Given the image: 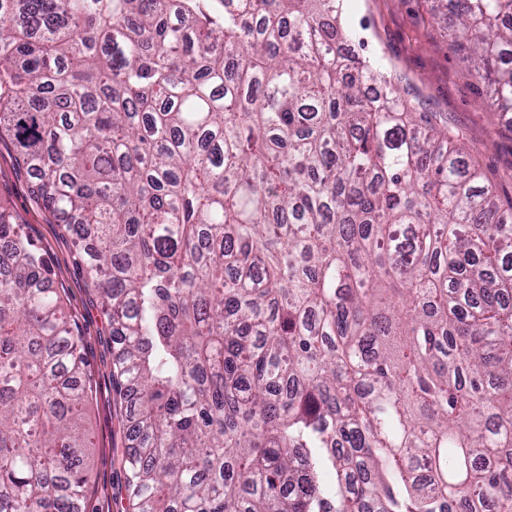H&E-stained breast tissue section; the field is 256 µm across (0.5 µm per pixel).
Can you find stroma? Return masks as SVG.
Returning a JSON list of instances; mask_svg holds the SVG:
<instances>
[{"label":"stroma","mask_w":512,"mask_h":512,"mask_svg":"<svg viewBox=\"0 0 512 512\" xmlns=\"http://www.w3.org/2000/svg\"><path fill=\"white\" fill-rule=\"evenodd\" d=\"M342 24L416 111L435 113L461 140L492 187L491 203L511 207L512 115L487 109L482 85L462 76L448 47V18L438 0H346ZM0 202L47 248L55 286L84 337L83 353L95 386L88 417L96 436L88 508L127 512L122 459L131 441L125 408L112 382V327L100 297L74 262L73 240L34 197L31 180L6 139L0 141Z\"/></svg>","instance_id":"obj_1"}]
</instances>
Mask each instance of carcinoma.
Segmentation results:
<instances>
[{"label":"carcinoma","mask_w":512,"mask_h":512,"mask_svg":"<svg viewBox=\"0 0 512 512\" xmlns=\"http://www.w3.org/2000/svg\"><path fill=\"white\" fill-rule=\"evenodd\" d=\"M443 2L512 112V0ZM343 5L0 0V138L119 336L131 512H512V207ZM82 349L0 206V512H88Z\"/></svg>","instance_id":"1"}]
</instances>
